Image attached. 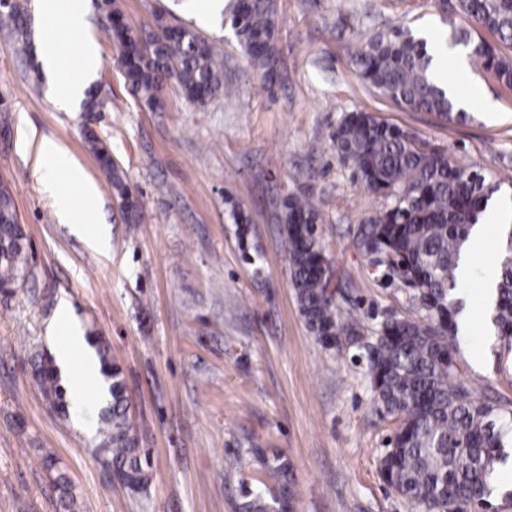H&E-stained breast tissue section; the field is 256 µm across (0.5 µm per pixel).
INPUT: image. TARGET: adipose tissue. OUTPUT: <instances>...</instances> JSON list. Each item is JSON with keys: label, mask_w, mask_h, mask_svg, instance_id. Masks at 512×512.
<instances>
[{"label": "adipose tissue", "mask_w": 512, "mask_h": 512, "mask_svg": "<svg viewBox=\"0 0 512 512\" xmlns=\"http://www.w3.org/2000/svg\"><path fill=\"white\" fill-rule=\"evenodd\" d=\"M37 11L44 27L63 22L65 31H81L89 26L90 0H38ZM38 60L54 78V94L58 104L67 105L81 97L89 75L99 65L93 42H86L79 70L68 74V45L64 38L40 36L37 41ZM38 171L46 183H54L59 174H66L74 186L71 194L60 195L56 203L59 223L69 225L72 232L83 237L92 247L105 252L110 248V227L102 218V202L97 186L70 151L57 142L42 141Z\"/></svg>", "instance_id": "obj_1"}]
</instances>
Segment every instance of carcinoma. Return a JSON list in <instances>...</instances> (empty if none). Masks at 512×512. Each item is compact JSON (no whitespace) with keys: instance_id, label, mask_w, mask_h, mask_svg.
<instances>
[{"instance_id":"obj_1","label":"carcinoma","mask_w":512,"mask_h":512,"mask_svg":"<svg viewBox=\"0 0 512 512\" xmlns=\"http://www.w3.org/2000/svg\"><path fill=\"white\" fill-rule=\"evenodd\" d=\"M443 23L453 9L472 26L489 31L493 46L475 41L465 27H453L457 45L470 47L475 62L488 66L497 80L512 88V0H432ZM106 27L120 50L125 82L145 104H160L164 81L175 78L186 98L206 103L224 88V61L219 53L187 28L163 27L136 36L102 0ZM225 23L245 56L272 86L280 75L276 48V0H234ZM350 58L361 79L396 105L427 112L444 122L463 121L447 92L434 80L433 56L427 42L398 24L356 44ZM338 160L354 180L380 193L387 206L361 223L347 226L352 244L363 253L367 273L385 286L406 291L424 311L423 320L388 316L366 327L358 318L341 319L336 299L327 291L322 269L332 263L318 232L321 215L305 194L283 202L290 277L300 314L318 342L343 350L341 343L362 331L371 333V348L357 349L365 360L370 391L379 410L397 426L381 459L384 482L408 500L416 512H471L490 506L512 512V491L498 495L500 470L512 465V409L493 394L477 396L461 378L458 356V304L452 298L459 260L467 250L497 185L480 171L454 162L448 151L420 140L411 132L354 109L342 113L331 135ZM107 179L127 207L134 208L128 187L100 140L91 139ZM24 233L12 195L0 188V290L10 291L24 278L28 265ZM504 357L512 352V233L498 257L496 301L491 316ZM106 387L98 412L96 452L103 462L125 476L132 493L150 482L149 458L132 433L130 399L121 367L109 347L93 343ZM39 379L46 401L67 415L68 403L55 367L40 364ZM45 466L63 497L73 499L70 483L53 459ZM288 461L275 455L267 466L266 483L246 492L243 512H270L291 496Z\"/></svg>"}]
</instances>
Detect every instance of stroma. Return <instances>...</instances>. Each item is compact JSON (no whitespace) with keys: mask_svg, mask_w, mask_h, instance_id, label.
<instances>
[{"mask_svg":"<svg viewBox=\"0 0 512 512\" xmlns=\"http://www.w3.org/2000/svg\"><path fill=\"white\" fill-rule=\"evenodd\" d=\"M430 0H277L276 44L284 77L264 88L223 19L201 25L185 0H115L138 35L186 27L224 55L233 96L189 101L167 80L151 110L126 84L100 10L89 23L103 111L58 110L37 63L20 52L41 22L25 0L28 35L0 17V185L25 233L29 275L0 294V512H239L273 454L293 471L294 512H412L380 476L395 421L372 401L364 363L323 347L308 330L289 274L282 200L309 193L329 256L348 282L340 317L417 318L404 290L378 284L345 228L383 209L384 197L351 180L330 147L343 110L358 108L447 149L459 164L495 176L512 196V90L474 64L444 61L458 94L482 91L462 122L402 109L362 82L345 51L395 24L438 33ZM496 118H486L485 103ZM106 142L137 204L113 190L87 130ZM66 146L94 180L111 226L109 252L89 247L55 216L56 192L37 170L39 144ZM247 223H233L232 205ZM502 250L498 230L473 239L459 335L462 378L476 392L512 401V370L497 366L483 272ZM68 303L83 334L109 345L123 368L140 447L151 451L145 492L111 480L94 456L90 383L81 407L62 418L34 377L40 357L68 332ZM54 458L74 493L64 508L45 470Z\"/></svg>","mask_w":512,"mask_h":512,"instance_id":"1","label":"stroma"}]
</instances>
